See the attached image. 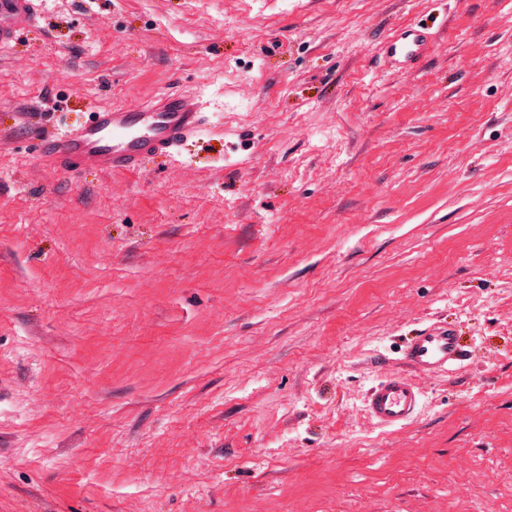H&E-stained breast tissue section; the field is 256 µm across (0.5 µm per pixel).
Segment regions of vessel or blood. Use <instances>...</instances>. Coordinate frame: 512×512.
I'll return each instance as SVG.
<instances>
[{"label": "vessel or blood", "mask_w": 512, "mask_h": 512, "mask_svg": "<svg viewBox=\"0 0 512 512\" xmlns=\"http://www.w3.org/2000/svg\"><path fill=\"white\" fill-rule=\"evenodd\" d=\"M41 0H0V49L39 16ZM428 46L426 36L409 31L390 45L392 55L412 61ZM203 123L199 103L171 91L152 100L109 107L76 130H67L41 146L45 162L68 171L129 172L151 154L167 153L196 134ZM462 359L456 334L448 327L423 329L408 343L404 360L411 372L434 375L451 371ZM419 392L408 375L392 374L367 398L372 419L385 427L404 425L415 414Z\"/></svg>", "instance_id": "obj_1"}]
</instances>
